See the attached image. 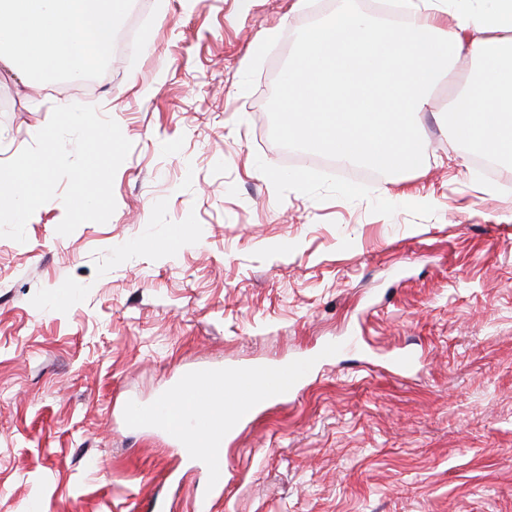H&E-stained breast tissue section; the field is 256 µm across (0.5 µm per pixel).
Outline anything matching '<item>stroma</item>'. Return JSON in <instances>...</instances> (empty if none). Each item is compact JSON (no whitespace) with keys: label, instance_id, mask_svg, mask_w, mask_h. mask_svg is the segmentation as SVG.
<instances>
[{"label":"stroma","instance_id":"1","mask_svg":"<svg viewBox=\"0 0 512 512\" xmlns=\"http://www.w3.org/2000/svg\"><path fill=\"white\" fill-rule=\"evenodd\" d=\"M142 0L134 48L34 107L0 74L5 159L59 100L98 107L132 149L108 222L0 238V512H192L202 475L127 426L202 364L365 353L312 370L224 443L213 512H512V160L487 172L443 118L463 57L419 120L413 174L336 167L282 134V75L341 5ZM275 40H267L269 31ZM178 227L183 242L168 249ZM422 363L398 376L389 350Z\"/></svg>","mask_w":512,"mask_h":512}]
</instances>
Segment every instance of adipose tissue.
<instances>
[{"mask_svg": "<svg viewBox=\"0 0 512 512\" xmlns=\"http://www.w3.org/2000/svg\"><path fill=\"white\" fill-rule=\"evenodd\" d=\"M441 0H401L400 24L344 9L309 30L284 79L285 135L340 161L417 170L416 121L428 92L462 54L477 76L448 101L457 140L493 160L512 158V0H461L456 28ZM128 0H0V73L23 83L78 77L102 61Z\"/></svg>", "mask_w": 512, "mask_h": 512, "instance_id": "ef3b65f1", "label": "adipose tissue"}]
</instances>
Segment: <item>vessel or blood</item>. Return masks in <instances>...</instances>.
Returning <instances> with one entry per match:
<instances>
[{
	"label": "vessel or blood",
	"mask_w": 512,
	"mask_h": 512,
	"mask_svg": "<svg viewBox=\"0 0 512 512\" xmlns=\"http://www.w3.org/2000/svg\"><path fill=\"white\" fill-rule=\"evenodd\" d=\"M312 360L236 366L206 365L183 371L166 397L149 406L132 407L130 426L148 428L169 438L181 454L205 474L209 493L196 495L193 512H212L211 494L223 490L224 438L250 421L262 406L293 397L307 377Z\"/></svg>",
	"instance_id": "vessel-or-blood-1"
}]
</instances>
